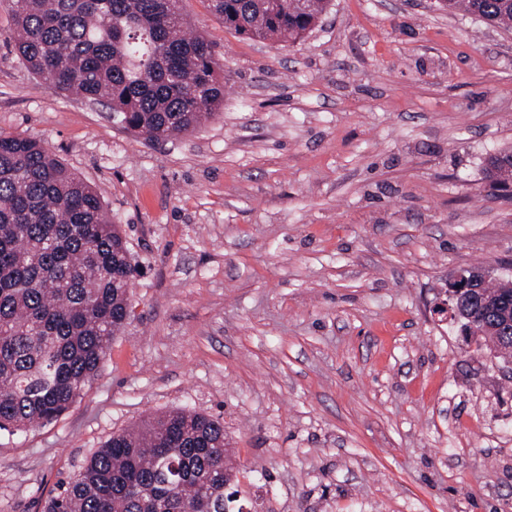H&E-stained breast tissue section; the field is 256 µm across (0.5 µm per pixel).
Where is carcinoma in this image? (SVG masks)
<instances>
[{
  "instance_id": "obj_1",
  "label": "carcinoma",
  "mask_w": 512,
  "mask_h": 512,
  "mask_svg": "<svg viewBox=\"0 0 512 512\" xmlns=\"http://www.w3.org/2000/svg\"><path fill=\"white\" fill-rule=\"evenodd\" d=\"M224 27L295 43L329 0H210ZM179 0H11L10 43L55 93L107 104L124 129L159 143L224 106L210 43ZM512 28V0H440ZM489 177L512 180L497 154ZM133 258L98 191L41 141L0 132V431L57 420L130 319ZM224 422L185 409L113 436L43 512H242L224 492Z\"/></svg>"
}]
</instances>
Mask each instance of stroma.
Returning <instances> with one entry per match:
<instances>
[{"label": "stroma", "mask_w": 512, "mask_h": 512, "mask_svg": "<svg viewBox=\"0 0 512 512\" xmlns=\"http://www.w3.org/2000/svg\"><path fill=\"white\" fill-rule=\"evenodd\" d=\"M224 109L154 144L55 93L8 36L0 131L95 186L138 271L133 313L56 421L0 431V512H42L113 435L222 416L244 512H512V362L465 336L462 268L512 277V30L438 0H331L248 40L179 0Z\"/></svg>", "instance_id": "stroma-1"}]
</instances>
